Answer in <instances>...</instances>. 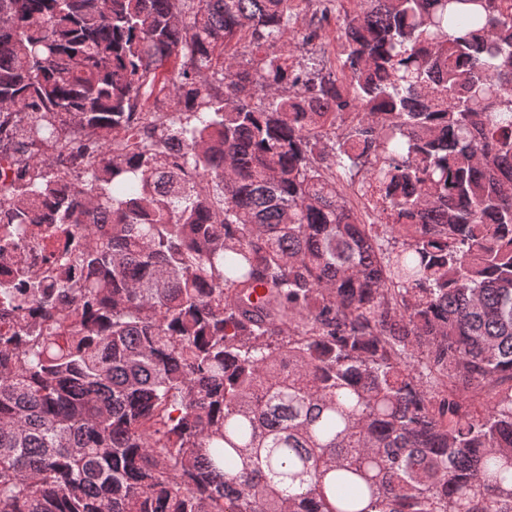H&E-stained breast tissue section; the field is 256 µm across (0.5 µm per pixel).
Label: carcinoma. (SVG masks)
I'll return each mask as SVG.
<instances>
[{"mask_svg":"<svg viewBox=\"0 0 512 512\" xmlns=\"http://www.w3.org/2000/svg\"><path fill=\"white\" fill-rule=\"evenodd\" d=\"M311 2L0 0V512H512V0Z\"/></svg>","mask_w":512,"mask_h":512,"instance_id":"obj_1","label":"carcinoma"}]
</instances>
